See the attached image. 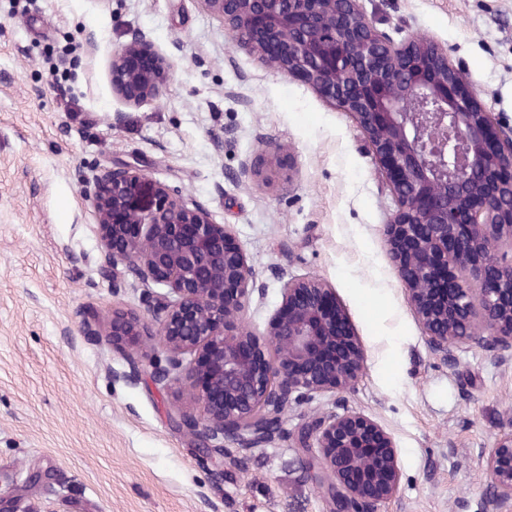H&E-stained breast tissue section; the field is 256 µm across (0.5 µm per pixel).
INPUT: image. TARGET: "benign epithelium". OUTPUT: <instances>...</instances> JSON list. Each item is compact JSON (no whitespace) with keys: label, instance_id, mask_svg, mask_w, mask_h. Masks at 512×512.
Returning a JSON list of instances; mask_svg holds the SVG:
<instances>
[{"label":"benign epithelium","instance_id":"1","mask_svg":"<svg viewBox=\"0 0 512 512\" xmlns=\"http://www.w3.org/2000/svg\"><path fill=\"white\" fill-rule=\"evenodd\" d=\"M240 46L312 86L350 113L396 203L389 255L430 354L446 365L468 349L512 359V125L492 118L447 52L417 36L398 43L360 0H205ZM112 93L126 105L160 95L172 65L142 31L112 55ZM103 272L157 289L141 314L110 329L84 315L85 336L112 337L128 369L112 379L179 386L190 409L171 414L224 473V456L248 453L283 432L288 407L347 393L364 353L332 291L316 278L288 280L265 344L241 325L258 274L208 212L131 167L104 169L89 193ZM158 332L143 359L139 338ZM303 458L329 512H381L401 470L391 435L354 411H316L301 428ZM492 512H512V432L489 452Z\"/></svg>","mask_w":512,"mask_h":512}]
</instances>
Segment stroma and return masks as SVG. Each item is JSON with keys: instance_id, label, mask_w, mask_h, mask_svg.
<instances>
[{"instance_id": "obj_1", "label": "stroma", "mask_w": 512, "mask_h": 512, "mask_svg": "<svg viewBox=\"0 0 512 512\" xmlns=\"http://www.w3.org/2000/svg\"><path fill=\"white\" fill-rule=\"evenodd\" d=\"M400 38L462 65L493 117L512 123V0H360ZM145 32L172 64L159 98L128 106L110 61ZM133 165L206 208L265 291L243 325L263 333L291 277L332 289L365 355L328 410L392 436L401 468L383 512H485L486 457L512 431V362L428 351L392 263L395 211L354 118L245 51L205 0H0V494L29 512H326L297 433L223 477L170 420L185 396L113 381L127 363L80 316L142 313V285L100 271L86 198L103 169Z\"/></svg>"}]
</instances>
